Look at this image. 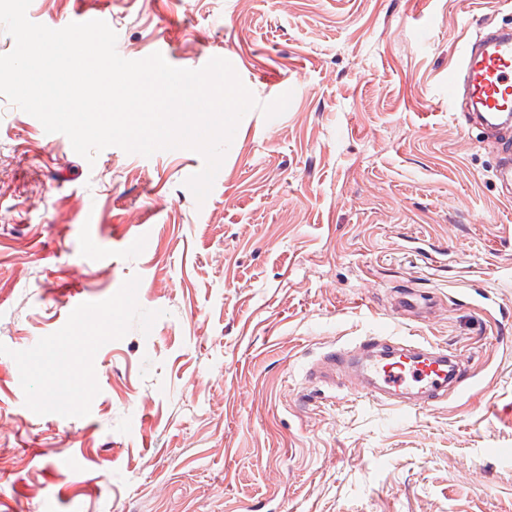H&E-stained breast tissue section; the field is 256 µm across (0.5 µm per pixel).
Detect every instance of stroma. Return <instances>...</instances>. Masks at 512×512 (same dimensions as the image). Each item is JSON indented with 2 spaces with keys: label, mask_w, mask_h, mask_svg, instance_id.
I'll list each match as a JSON object with an SVG mask.
<instances>
[{
  "label": "stroma",
  "mask_w": 512,
  "mask_h": 512,
  "mask_svg": "<svg viewBox=\"0 0 512 512\" xmlns=\"http://www.w3.org/2000/svg\"><path fill=\"white\" fill-rule=\"evenodd\" d=\"M101 12L121 57L224 58L258 106L200 204V154L90 162L0 94V512H512V199L495 140L448 110L461 44L512 28V0H32L27 17ZM136 218L143 251L123 238ZM376 330L455 349L464 390L402 413L354 369L306 379Z\"/></svg>",
  "instance_id": "35a3bbf8"
}]
</instances>
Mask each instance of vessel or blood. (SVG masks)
Masks as SVG:
<instances>
[{
  "label": "vessel or blood",
  "instance_id": "obj_1",
  "mask_svg": "<svg viewBox=\"0 0 512 512\" xmlns=\"http://www.w3.org/2000/svg\"><path fill=\"white\" fill-rule=\"evenodd\" d=\"M466 105V126L488 136L512 130V30L479 34L448 71V109ZM360 367L369 381L367 397L397 409H418L443 401L463 380L456 357L444 348L408 338L359 340Z\"/></svg>",
  "mask_w": 512,
  "mask_h": 512
}]
</instances>
